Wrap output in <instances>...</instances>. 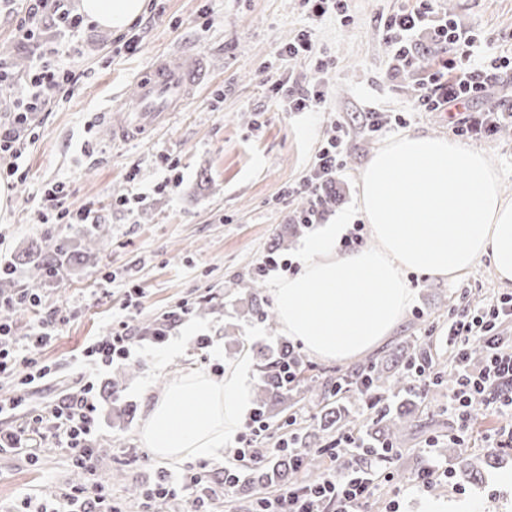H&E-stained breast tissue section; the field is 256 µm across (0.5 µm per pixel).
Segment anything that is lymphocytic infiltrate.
<instances>
[{
	"label": "lymphocytic infiltrate",
	"mask_w": 512,
	"mask_h": 512,
	"mask_svg": "<svg viewBox=\"0 0 512 512\" xmlns=\"http://www.w3.org/2000/svg\"><path fill=\"white\" fill-rule=\"evenodd\" d=\"M16 20L15 34L23 41L40 37V19L47 10L58 13L61 22L78 27L82 19L63 9L62 0H0ZM386 41L393 53L387 69L388 77L401 71L417 70V103L422 112L458 111V128H466L465 115L471 104L481 100L492 89L512 77V59L486 57L480 49L485 41L473 26L461 25L440 12L435 0H403L401 7L381 22ZM429 30L437 43L448 44L452 55L437 61L422 60L417 37ZM59 50L43 45L37 63L28 71L26 92L13 99L8 112L0 116V178H12L19 171L21 144L31 134L37 117L47 111L58 94L72 93L79 74L58 62ZM279 103L285 112H315L326 102L318 85L298 82L293 76H282L275 82ZM348 135L337 126L316 151L310 168L297 186L287 188L286 196L301 193L319 197L327 180L333 179L342 166L341 156ZM17 305L30 309L37 318V332L30 344L18 346L7 322L0 321V376L21 374L24 384H46L56 379L51 365L39 354L40 346L50 340L65 317L60 310L44 307L39 296L19 294ZM512 293L489 300L474 311L448 321V357L455 383L448 393V406L461 426L480 412L492 410L506 417L493 445L512 447ZM479 341L484 349L481 363L470 356L471 341ZM136 352V341L125 323L114 326L109 336L86 344L75 356L83 365L101 369L130 360ZM98 395L94 379H87L79 392H60L55 402L13 430H0V452L32 447L34 442L55 440L65 445L72 463L87 473H96L100 451L94 446L98 430ZM248 447L238 449L224 465L221 481L210 482L208 471L190 474L188 481L206 488L207 500L229 496L240 482L241 461L261 462L272 456L263 445L269 436V424L252 415L245 425ZM377 481L372 468L354 464L352 456L337 458L336 471L318 484L300 490L283 488L273 496L257 499L251 512H360L368 505ZM23 512H123L111 494L96 482L72 488L55 503L40 502L33 497L22 501Z\"/></svg>",
	"instance_id": "f902f5d3"
}]
</instances>
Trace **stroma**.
Instances as JSON below:
<instances>
[{
  "mask_svg": "<svg viewBox=\"0 0 512 512\" xmlns=\"http://www.w3.org/2000/svg\"><path fill=\"white\" fill-rule=\"evenodd\" d=\"M400 5L401 0H352L353 20L344 24L333 16L310 22L301 0H145L132 29L140 41L133 54L117 48L116 32L89 21L73 31L53 24L44 29V40L60 46V62L81 79L73 94L52 99L23 145L20 167L26 176L10 179L7 204L0 207V262L45 239L70 251L83 248L74 225L41 221L43 194L53 186L63 187L71 208L95 202L94 221L105 225L108 241L82 264L63 266L39 292L46 304L67 309L66 323L42 350L47 362L62 368L58 383L29 386L0 378V397L42 409L59 390H79L80 372L69 361L88 339L108 335L120 320L133 336L147 335L156 318L188 305L189 314L172 329L167 344L145 347L142 361L111 368L97 381L102 463L94 480L122 501L125 512L142 508L128 488L149 492L161 475L178 480L204 466L214 479L222 478L220 458L170 461L149 455L139 427L149 403L184 374L211 375L233 365L244 353L234 337L272 349L280 343L279 325L252 313L242 282L266 256L273 235L298 214L300 197H285L283 191L306 174L335 124L346 125L350 135L333 187L336 201L325 207L323 223L342 215L360 221L361 169L385 142L410 131L456 137L485 151L504 195L512 199V126L497 134L485 125L456 135L448 113L417 110L416 72L386 78L392 49L377 18ZM438 8L477 26L491 53L512 56V0H440ZM307 27L318 55L334 65L317 71L312 64L293 63L289 69L300 81L320 86L327 108L283 112L271 79L280 69L275 48ZM186 48L206 54L213 68L208 81L166 128L112 142L99 122L112 94H131L157 56L174 58ZM371 107L385 123L375 135L364 128ZM172 174L179 186L171 192L164 181ZM132 196L138 199L134 208L123 206L122 198ZM403 277L413 299L392 335L349 362L313 358L316 369L344 374L383 360L399 346L416 351L423 336L432 341L433 362L447 368L442 338L450 315L463 311L465 302L512 292V281L499 280L486 258L453 280L414 271ZM135 286L141 293L129 309L128 291ZM203 337L208 346H200ZM457 427L443 384L419 404L391 462L358 455L359 463L384 475L373 512H383L394 498L399 512H421L435 499L466 500L475 512H512V486L501 482L503 473H512V449H500L494 468L473 481L447 446ZM436 465L447 467V480L426 488L409 485V477ZM73 470L67 449L51 442L33 454H0V512H18L33 494L55 501L72 487Z\"/></svg>",
  "mask_w": 512,
  "mask_h": 512,
  "instance_id": "1",
  "label": "stroma"
}]
</instances>
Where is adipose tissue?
<instances>
[{"label": "adipose tissue", "instance_id": "ef3b65f1", "mask_svg": "<svg viewBox=\"0 0 512 512\" xmlns=\"http://www.w3.org/2000/svg\"><path fill=\"white\" fill-rule=\"evenodd\" d=\"M81 10L100 28L121 31L144 0H81ZM359 199L379 250L338 252L341 225H324L305 245L300 273L272 290L282 332L312 355L348 361L390 336L412 296L403 271L453 278L486 257L500 280L512 281V201L484 152L402 134L366 164ZM250 372L244 360L219 380L184 375L149 405L144 446L165 460L221 457L251 409Z\"/></svg>", "mask_w": 512, "mask_h": 512}]
</instances>
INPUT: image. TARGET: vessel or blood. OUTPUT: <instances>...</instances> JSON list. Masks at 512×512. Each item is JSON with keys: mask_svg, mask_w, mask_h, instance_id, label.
Instances as JSON below:
<instances>
[{"mask_svg": "<svg viewBox=\"0 0 512 512\" xmlns=\"http://www.w3.org/2000/svg\"><path fill=\"white\" fill-rule=\"evenodd\" d=\"M204 70L203 57L189 50L174 60L158 59L149 75L137 80L134 104L122 98L113 100L112 109L121 113V120L115 122L107 116L104 124L110 125L113 138L125 141L139 137L144 130L163 126L186 106Z\"/></svg>", "mask_w": 512, "mask_h": 512, "instance_id": "b4317fda", "label": "vessel or blood"}]
</instances>
